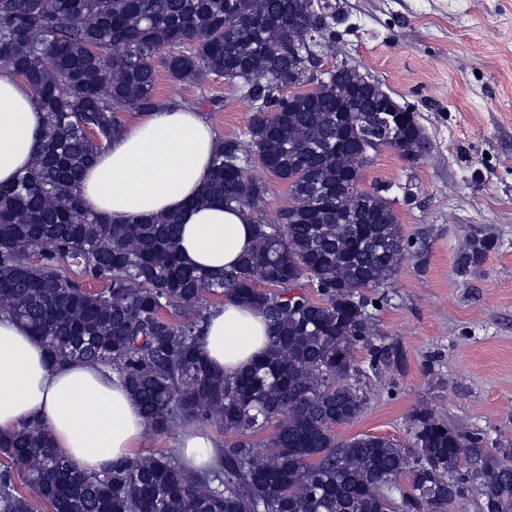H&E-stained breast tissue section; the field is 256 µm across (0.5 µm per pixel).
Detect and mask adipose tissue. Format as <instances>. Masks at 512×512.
Segmentation results:
<instances>
[{
  "mask_svg": "<svg viewBox=\"0 0 512 512\" xmlns=\"http://www.w3.org/2000/svg\"><path fill=\"white\" fill-rule=\"evenodd\" d=\"M43 123L30 88L10 68H0V184L14 182L31 165ZM217 145L202 113L169 108L146 114L83 171V206L115 224L177 215L182 263L222 273L251 249L255 230L221 199L194 202ZM270 341L260 310L227 301L209 309L196 349L212 368L232 377ZM33 420L43 425L58 456L85 474L130 457L148 428L139 404L112 371L82 362L52 365L25 326L0 316V433ZM178 448L182 466L191 471L211 468L217 459L213 440L196 426L181 430Z\"/></svg>",
  "mask_w": 512,
  "mask_h": 512,
  "instance_id": "ef3b65f1",
  "label": "adipose tissue"
}]
</instances>
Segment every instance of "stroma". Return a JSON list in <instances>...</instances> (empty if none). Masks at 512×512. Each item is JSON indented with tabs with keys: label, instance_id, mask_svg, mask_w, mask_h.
<instances>
[{
	"label": "stroma",
	"instance_id": "obj_1",
	"mask_svg": "<svg viewBox=\"0 0 512 512\" xmlns=\"http://www.w3.org/2000/svg\"><path fill=\"white\" fill-rule=\"evenodd\" d=\"M343 22L347 63L414 109L431 147L414 165L380 150L362 185H390L411 247L386 287L370 292L375 342L396 346L400 364L348 376L359 416L337 427L415 448L422 405L463 424L512 463V0H329ZM170 106L196 110L216 137H243L252 109L221 76L174 86L156 70ZM494 241L479 272L455 261L470 234Z\"/></svg>",
	"mask_w": 512,
	"mask_h": 512
}]
</instances>
